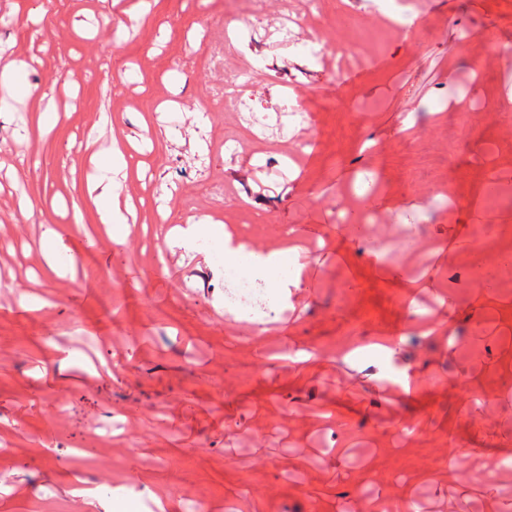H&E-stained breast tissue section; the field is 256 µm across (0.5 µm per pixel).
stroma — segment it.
<instances>
[{
	"label": "stroma",
	"mask_w": 512,
	"mask_h": 512,
	"mask_svg": "<svg viewBox=\"0 0 512 512\" xmlns=\"http://www.w3.org/2000/svg\"><path fill=\"white\" fill-rule=\"evenodd\" d=\"M346 2L319 0L265 57L255 108L290 96L303 111L295 132L255 141L224 109L240 60L219 49L218 0H0V56L45 94L0 117V512H512V469L476 476L512 458V266L489 290L470 261L503 247L507 204L451 224L434 198L449 181L512 187V114L495 120L480 93L501 80L488 39L512 35V0H408L422 17L405 42L370 6L346 60L311 54ZM451 80L467 93L455 112L439 101ZM41 109L58 122L30 135ZM115 140L135 208L118 242L86 191L90 155ZM366 168L423 206L418 249L386 213L365 236L341 223ZM164 208L299 247L289 308L262 327L225 314L223 256L169 245ZM51 249L75 274L48 277ZM385 336L396 357L363 352ZM114 483L144 495L110 496Z\"/></svg>",
	"instance_id": "stroma-1"
}]
</instances>
